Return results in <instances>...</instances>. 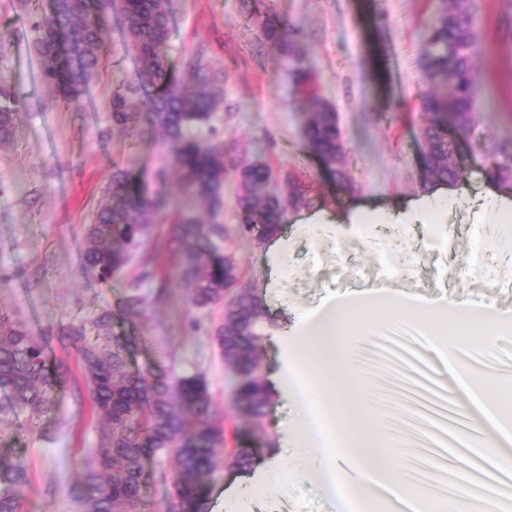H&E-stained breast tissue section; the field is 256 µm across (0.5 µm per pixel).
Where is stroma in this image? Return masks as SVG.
I'll return each instance as SVG.
<instances>
[{"instance_id":"obj_1","label":"stroma","mask_w":512,"mask_h":512,"mask_svg":"<svg viewBox=\"0 0 512 512\" xmlns=\"http://www.w3.org/2000/svg\"><path fill=\"white\" fill-rule=\"evenodd\" d=\"M299 27L305 62L318 90L337 112L349 159L354 192L337 185L308 152L302 137L301 94L291 68L244 16L240 0H169L173 17L169 45L174 61L202 54L224 77V107L218 126L225 143L242 149L245 160L268 162L275 172L305 174L325 199L333 227L316 233L285 224L288 264L271 282L263 243L237 231L236 182L224 189L222 243L238 262L244 284L266 296L280 326H294L298 315L315 312L325 297L374 295L393 291L430 304L447 298L474 303L493 317L512 319V259L501 245L506 236L488 208L477 203L486 183V159L463 146L468 194L434 203L435 223L444 225L440 244L430 243L425 224L381 227L350 224L355 203L399 210L421 197L418 138L419 103L428 85L420 66L423 22L433 0H267ZM482 19L477 66L484 80L478 115L485 137L512 139V40L499 20L505 0H474ZM39 0H0V86L21 101L10 142L0 147V314H9L36 334H59L72 322H92L111 312L115 331L134 330L139 347L133 360L144 365L162 357L176 372L201 373L228 431L246 430L231 405V372L210 336L220 312L192 306L177 277L182 254L172 226L160 220L135 252L130 265L111 282H94L81 269L83 231L114 167L140 175L149 194L168 196L181 207L175 178L158 180L164 161L148 123L137 130L113 127L108 111L112 93L128 81L136 61L123 43L122 24L108 16L103 39L107 58L89 82L83 99L66 105L42 80L33 22ZM143 292L163 291L144 316L128 317L122 300L133 283ZM419 333L393 341L389 359L403 366L408 383L435 400H447L450 376L425 356ZM70 373L59 415L28 426L18 420L0 448L25 450L30 482L22 490L24 512H76L63 486L76 477L97 447L101 424L75 351L56 349ZM473 438L463 447L448 444V426L435 418L418 423L433 444L420 481L447 479L467 470L470 482L494 490L498 469L482 456L498 441L494 429L470 423ZM319 450L307 448L296 461L291 481L269 483L263 494L224 500L229 471L218 473L206 501L207 512H351L322 489Z\"/></svg>"}]
</instances>
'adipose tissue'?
<instances>
[{
    "label": "adipose tissue",
    "mask_w": 512,
    "mask_h": 512,
    "mask_svg": "<svg viewBox=\"0 0 512 512\" xmlns=\"http://www.w3.org/2000/svg\"><path fill=\"white\" fill-rule=\"evenodd\" d=\"M380 308L418 323L438 333V341L429 345L430 352L449 369L454 370L453 384L466 400L469 412L494 425L505 442L512 443V426L504 421L499 400V388L493 378L482 380L481 387L456 371L460 361L453 345L458 341L475 340L476 355H483L497 340L502 323L485 312L458 308L445 301L422 305L388 294L381 296ZM369 320L359 301L326 300L317 314L304 320L294 334L280 332L275 339L281 349L282 367L268 380L284 397L302 401L305 391L317 392L322 411L330 428L322 438L311 437L314 425L312 413L300 411L286 428L285 434L294 439L296 447L322 445L325 453L321 474L332 488H355L384 479L385 501L403 506L406 512H501V503L512 499V482L502 481L496 495L471 490L465 497L452 501L439 499L428 489L409 491L402 475L382 465L389 452L392 438L377 427L362 406L351 402V393H363L366 385L359 376L355 361L346 354L343 337L361 333ZM291 472L279 461L255 465L252 471L235 473L228 481L225 499L233 500L243 491H262L269 479L287 482Z\"/></svg>",
    "instance_id": "obj_1"
}]
</instances>
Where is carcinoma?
Listing matches in <instances>:
<instances>
[{"mask_svg":"<svg viewBox=\"0 0 512 512\" xmlns=\"http://www.w3.org/2000/svg\"><path fill=\"white\" fill-rule=\"evenodd\" d=\"M246 15L260 25L264 40L292 69L299 91L306 96L304 140L333 179L348 182L347 153L336 111L317 92L304 66L298 31L287 27L265 0H241ZM124 24L126 46L135 52L133 78L112 94V124L125 129L147 120L161 136L167 169L176 170L184 195L206 207L211 221L203 223L184 210L173 220V235L181 245L180 278L192 305L221 308L211 335L224 362L236 375L234 398L252 421L264 428L271 393L261 369L259 347L266 336L263 323L275 325L261 297L247 286L233 290L238 274L229 256L219 250L226 230L217 221L224 209V183L237 182L238 230L260 242L277 236L288 212L313 209V188L300 176L288 174L289 198L268 193L274 178L264 162L243 163L224 147L214 122L224 104V87L209 75L203 56L176 65L169 56L171 18L167 0H54L53 11L35 22L36 45L42 59L44 83L62 101L80 99L98 72L103 48L102 29L110 12ZM480 31L473 0H437L424 24L421 66L430 85L421 98L423 149L419 158L420 185L428 191L460 179L455 162L457 143L448 127L475 144L489 160L487 176L512 187V140H492L478 131L482 83L475 66ZM21 102L0 87V144L12 137ZM169 202L150 196L140 180L117 167L95 212L86 225L81 250L82 268L100 282L125 269L132 252L150 226L164 216ZM148 297L134 284L124 301L136 315ZM95 335H88V330ZM57 343L76 351L89 387L93 412L105 424L92 464L80 480L67 484L79 512H148L143 489L153 477L146 461L170 456L176 464L172 512H204L210 485L219 471L247 470L253 464L251 440L237 437V447L225 453L224 418L216 410L207 382L199 373L178 375L172 367L154 362L144 368L131 363L137 337L112 332V314L97 315L63 328ZM51 340L34 335L27 326L0 316V423L20 417L29 422L54 412L56 393L65 389L68 375L62 364L49 361ZM23 456L0 451V512H22L19 491L29 483Z\"/></svg>","mask_w":512,"mask_h":512,"instance_id":"carcinoma-1","label":"carcinoma"}]
</instances>
